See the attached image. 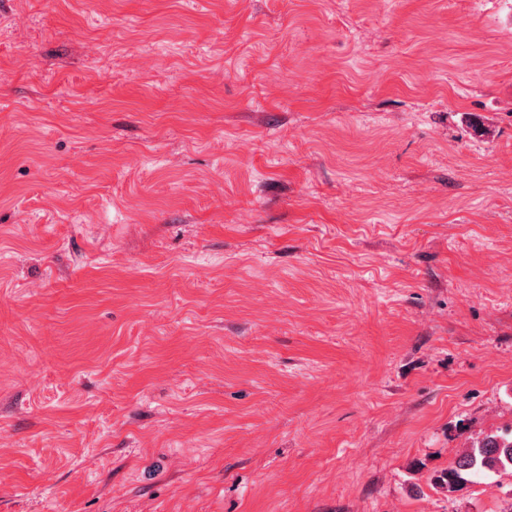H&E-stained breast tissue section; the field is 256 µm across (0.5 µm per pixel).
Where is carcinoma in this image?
Returning a JSON list of instances; mask_svg holds the SVG:
<instances>
[{"label":"carcinoma","mask_w":512,"mask_h":512,"mask_svg":"<svg viewBox=\"0 0 512 512\" xmlns=\"http://www.w3.org/2000/svg\"><path fill=\"white\" fill-rule=\"evenodd\" d=\"M508 465L512 467V438L487 434L467 448L448 468L434 473L430 482L454 492L468 482L469 477Z\"/></svg>","instance_id":"cac0c4a2"}]
</instances>
